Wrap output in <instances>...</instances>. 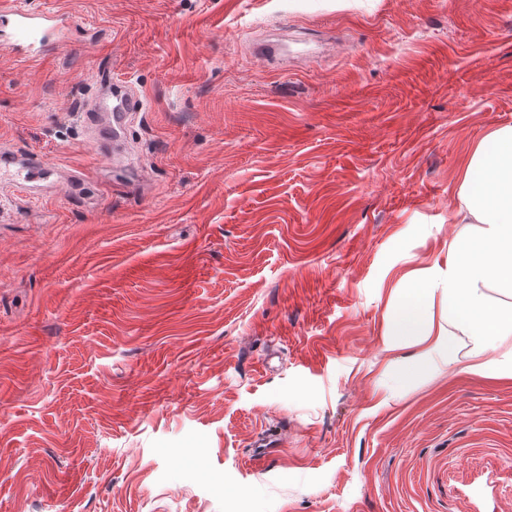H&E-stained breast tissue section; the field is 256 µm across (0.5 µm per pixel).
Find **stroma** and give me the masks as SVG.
Listing matches in <instances>:
<instances>
[{"label": "stroma", "mask_w": 512, "mask_h": 512, "mask_svg": "<svg viewBox=\"0 0 512 512\" xmlns=\"http://www.w3.org/2000/svg\"><path fill=\"white\" fill-rule=\"evenodd\" d=\"M29 3L77 25L0 44V148L50 166L0 186V512H512V379L381 366L512 126V0ZM105 81L110 82V77H106ZM114 88L113 104L112 101L104 100L100 96H95L88 101V104L82 109V114L88 120L89 124H93L96 121L97 113L100 111L113 112V123H119L123 120L126 112H134L137 105L138 99L134 96L126 85L123 83L115 82L112 83Z\"/></svg>", "instance_id": "1"}]
</instances>
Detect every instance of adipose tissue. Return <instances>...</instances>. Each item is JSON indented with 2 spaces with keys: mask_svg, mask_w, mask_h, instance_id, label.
<instances>
[{
  "mask_svg": "<svg viewBox=\"0 0 512 512\" xmlns=\"http://www.w3.org/2000/svg\"><path fill=\"white\" fill-rule=\"evenodd\" d=\"M459 198L444 265L405 273L391 290L383 351L403 385L461 372L512 378V127L473 147Z\"/></svg>",
  "mask_w": 512,
  "mask_h": 512,
  "instance_id": "1",
  "label": "adipose tissue"
}]
</instances>
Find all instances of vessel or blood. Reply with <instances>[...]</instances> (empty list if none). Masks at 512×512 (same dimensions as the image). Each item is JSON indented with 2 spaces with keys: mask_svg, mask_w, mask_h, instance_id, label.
I'll return each mask as SVG.
<instances>
[{
  "mask_svg": "<svg viewBox=\"0 0 512 512\" xmlns=\"http://www.w3.org/2000/svg\"><path fill=\"white\" fill-rule=\"evenodd\" d=\"M69 19L21 6L18 0H0V34L5 47L17 58L37 61L58 48L63 40V30ZM114 97L105 100L93 97L82 109L88 122H94L98 112L111 113L114 123L121 122L126 113L135 111L138 100L128 87L114 83ZM47 174L43 159L37 154L18 158L10 150L0 152V177L7 184L20 190H31L42 183Z\"/></svg>",
  "mask_w": 512,
  "mask_h": 512,
  "instance_id": "vessel-or-blood-1",
  "label": "vessel or blood"
}]
</instances>
